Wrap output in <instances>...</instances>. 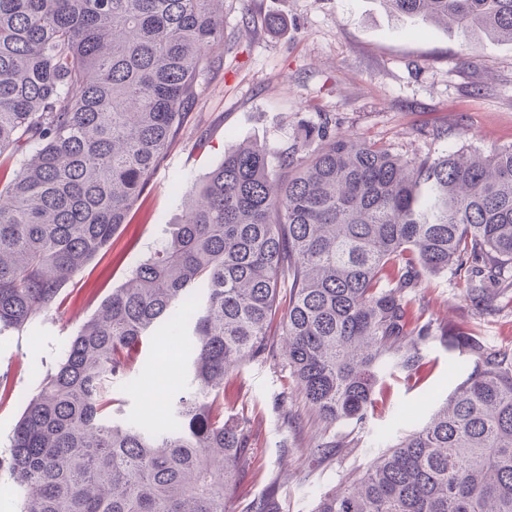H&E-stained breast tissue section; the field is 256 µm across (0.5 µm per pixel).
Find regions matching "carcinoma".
I'll return each mask as SVG.
<instances>
[{"mask_svg": "<svg viewBox=\"0 0 512 512\" xmlns=\"http://www.w3.org/2000/svg\"><path fill=\"white\" fill-rule=\"evenodd\" d=\"M385 2L512 43V0ZM222 43L224 0H0V335L128 223ZM450 268L478 314L512 304V146L412 162L326 120L224 154L26 398L0 455L19 512H227L251 419L224 421V379L265 353L282 290L300 394L360 422L384 373L425 376L440 329L414 297ZM163 328L188 329L187 389L165 427L118 422L113 381ZM457 341L465 379L315 512H512V353L476 324Z\"/></svg>", "mask_w": 512, "mask_h": 512, "instance_id": "obj_1", "label": "carcinoma"}]
</instances>
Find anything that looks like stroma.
Here are the masks:
<instances>
[{
  "mask_svg": "<svg viewBox=\"0 0 512 512\" xmlns=\"http://www.w3.org/2000/svg\"><path fill=\"white\" fill-rule=\"evenodd\" d=\"M327 118L407 159L512 145V43L394 16L384 0H224L222 61L201 79L190 120L130 222L66 286L57 313L0 337V452L26 397L101 300L177 223L191 187L228 151L256 143L284 148ZM465 289V277L451 273L419 289L425 319L450 339L426 345L433 369L424 382L387 373L383 401L360 424L326 429L298 394L283 337L270 341L263 359L236 370L225 384L224 415L250 417L251 469L230 512H250L268 497L279 512H314L321 496L364 473L466 375L469 357L451 339L458 327L479 322L489 346L511 348L512 308L476 316ZM183 348L181 337L158 336L136 369L114 382L119 420L166 422L146 399L158 388L169 398L182 389ZM330 433L345 447L329 459L309 457Z\"/></svg>",
  "mask_w": 512,
  "mask_h": 512,
  "instance_id": "1",
  "label": "stroma"
}]
</instances>
